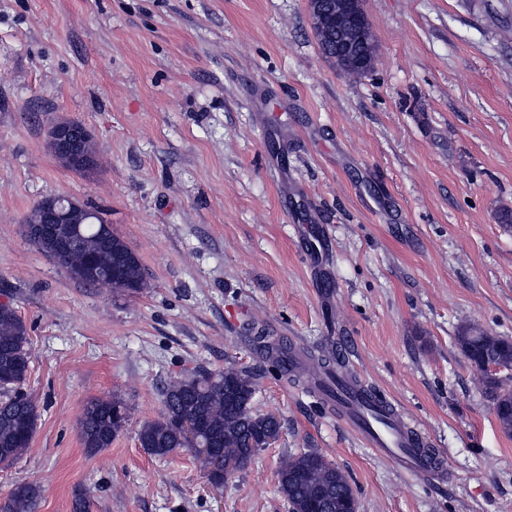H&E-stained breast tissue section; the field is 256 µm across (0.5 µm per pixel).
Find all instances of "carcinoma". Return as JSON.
<instances>
[{"label": "carcinoma", "mask_w": 512, "mask_h": 512, "mask_svg": "<svg viewBox=\"0 0 512 512\" xmlns=\"http://www.w3.org/2000/svg\"><path fill=\"white\" fill-rule=\"evenodd\" d=\"M27 238L53 259L72 279L92 284L95 276L86 269L88 257L98 266L118 273L113 289L135 293L146 286L144 269L130 246L102 216L88 208L83 222L73 225V234L42 235L31 216L24 220ZM28 328L10 303L0 304V464L10 465L26 455L38 421L35 401L22 392L29 371ZM456 344L483 375L484 394L492 400L502 427L512 431V390L508 378L486 371L490 363H512V341L491 337L471 325L458 329ZM342 362L333 349H325L314 359L313 372L333 376ZM257 390L256 376L248 369L229 364L212 374L203 372L190 379L170 382L162 395L161 416L140 428L141 447L155 456H166L179 448H211L222 457L223 473L212 480L242 469L259 450L263 437L280 429L270 414H256L252 403ZM199 418L203 431L189 442L180 422ZM126 421L124 406L116 400H95L84 409L80 438L86 452L93 455L112 444V438ZM279 486L291 512H312L314 504L324 512H347L355 501L353 489L343 471L324 455L308 450L285 457L278 470ZM41 487L36 482L15 484L0 501V512H37Z\"/></svg>", "instance_id": "obj_1"}]
</instances>
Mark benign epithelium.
<instances>
[{"mask_svg": "<svg viewBox=\"0 0 512 512\" xmlns=\"http://www.w3.org/2000/svg\"><path fill=\"white\" fill-rule=\"evenodd\" d=\"M313 27L327 26L336 30L335 56L339 69L364 68L369 63L366 48L375 44L371 23L363 8V0H309ZM50 140L57 158L72 163L80 158L87 165L96 161L95 146L89 131L77 122L62 121L51 128ZM38 224H63V214L56 204L36 206Z\"/></svg>", "mask_w": 512, "mask_h": 512, "instance_id": "obj_1", "label": "benign epithelium"}]
</instances>
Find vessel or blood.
<instances>
[{"label":"vessel or blood","mask_w":512,"mask_h":512,"mask_svg":"<svg viewBox=\"0 0 512 512\" xmlns=\"http://www.w3.org/2000/svg\"><path fill=\"white\" fill-rule=\"evenodd\" d=\"M322 384L350 426L397 470L418 476L435 466V458L419 447L395 413L385 414L380 423L371 422L373 407L366 403L362 387L340 378H326Z\"/></svg>","instance_id":"1"}]
</instances>
